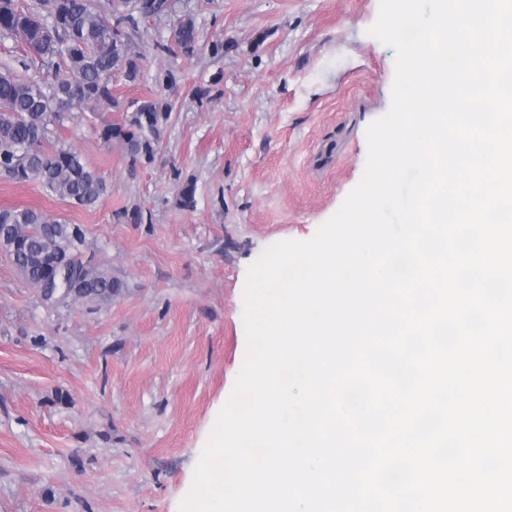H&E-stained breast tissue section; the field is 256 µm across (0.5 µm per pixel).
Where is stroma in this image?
Returning <instances> with one entry per match:
<instances>
[{"mask_svg":"<svg viewBox=\"0 0 512 512\" xmlns=\"http://www.w3.org/2000/svg\"><path fill=\"white\" fill-rule=\"evenodd\" d=\"M167 4L128 28L138 78L60 131L105 184L95 207L0 175V208L82 225L80 261L122 284L56 304L0 252V512H179L245 359L249 266L337 212L391 105L379 0ZM150 97L169 106L151 156L101 138ZM174 41L185 53L193 52L197 42L198 33L191 19L181 20L174 29Z\"/></svg>","mask_w":512,"mask_h":512,"instance_id":"obj_1","label":"stroma"}]
</instances>
